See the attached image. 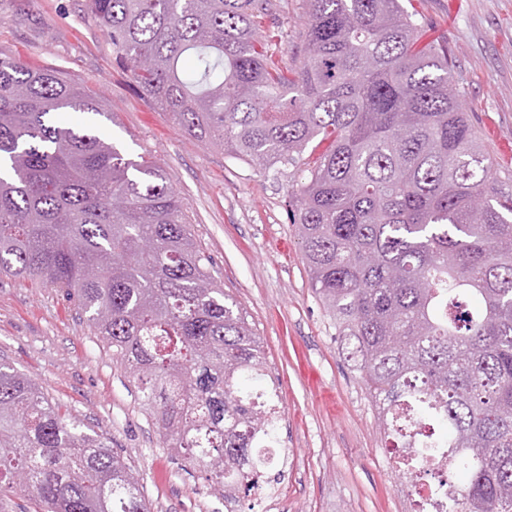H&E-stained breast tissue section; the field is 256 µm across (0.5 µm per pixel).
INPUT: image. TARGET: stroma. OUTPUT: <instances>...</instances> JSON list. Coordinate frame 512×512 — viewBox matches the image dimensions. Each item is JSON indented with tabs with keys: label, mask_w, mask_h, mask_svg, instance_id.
<instances>
[{
	"label": "stroma",
	"mask_w": 512,
	"mask_h": 512,
	"mask_svg": "<svg viewBox=\"0 0 512 512\" xmlns=\"http://www.w3.org/2000/svg\"><path fill=\"white\" fill-rule=\"evenodd\" d=\"M416 7L447 36L463 109L500 169L512 171V0ZM279 21L283 58L302 59L311 24L305 0H283ZM0 54L101 93L105 116L73 113L70 123L100 126L129 158L165 170L214 276L260 336L280 394L275 459L236 512H251L259 498L267 512H416L378 406L310 283L292 219L306 169L260 170L181 132L126 81L84 0H0ZM0 357L107 438L137 472L151 512H225L203 468L161 448L130 370L41 280H0Z\"/></svg>",
	"instance_id": "35a3bbf8"
}]
</instances>
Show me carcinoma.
Masks as SVG:
<instances>
[{
    "label": "carcinoma",
    "instance_id": "obj_1",
    "mask_svg": "<svg viewBox=\"0 0 512 512\" xmlns=\"http://www.w3.org/2000/svg\"><path fill=\"white\" fill-rule=\"evenodd\" d=\"M295 65L275 0H86L132 85L259 169L305 162L294 226L348 361L445 512H512V177L462 109L448 37L401 0H306ZM98 93L0 57V278H38L141 383L160 447L228 498L275 429L255 336L162 167L57 120ZM318 153L304 159L309 146ZM460 473L462 486L441 476ZM150 512L106 439L0 360V512Z\"/></svg>",
    "mask_w": 512,
    "mask_h": 512
}]
</instances>
